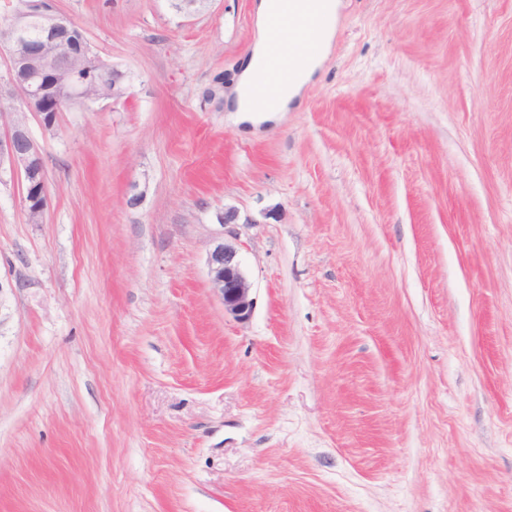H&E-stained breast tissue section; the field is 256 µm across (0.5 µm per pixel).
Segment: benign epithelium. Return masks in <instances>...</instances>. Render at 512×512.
Here are the masks:
<instances>
[{
    "mask_svg": "<svg viewBox=\"0 0 512 512\" xmlns=\"http://www.w3.org/2000/svg\"><path fill=\"white\" fill-rule=\"evenodd\" d=\"M212 0H168L170 9L182 17H194L208 10ZM10 14L0 19V46L8 52V77L0 82V104H11L16 111L36 117L46 131L55 127L61 112L60 99L92 103L84 96L85 78L75 71L56 68L55 47L66 41L69 19L50 12L42 0H31L28 8L18 13L6 2ZM35 20L48 23L47 35L34 40L29 26ZM127 74L112 65V98L126 94ZM9 164L12 171L24 176L27 191L23 202L31 220L42 217L47 207V191L43 178V162L36 143L24 123H14L9 133L0 136V166ZM208 279L211 290L224 306V319L245 324L255 309L252 284L245 276L236 248L225 242L209 253Z\"/></svg>",
    "mask_w": 512,
    "mask_h": 512,
    "instance_id": "7a95c632",
    "label": "benign epithelium"
}]
</instances>
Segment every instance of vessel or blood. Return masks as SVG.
Returning <instances> with one entry per match:
<instances>
[{
  "mask_svg": "<svg viewBox=\"0 0 512 512\" xmlns=\"http://www.w3.org/2000/svg\"><path fill=\"white\" fill-rule=\"evenodd\" d=\"M327 12L315 9L300 10L289 15H272L269 19V49L257 66L254 84L250 90L252 100L261 106L274 105L291 72L298 67L302 56L289 52L281 39L285 27L317 32L327 23Z\"/></svg>",
  "mask_w": 512,
  "mask_h": 512,
  "instance_id": "b4317fda",
  "label": "vessel or blood"
}]
</instances>
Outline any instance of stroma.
<instances>
[{
	"label": "stroma",
	"mask_w": 512,
	"mask_h": 512,
	"mask_svg": "<svg viewBox=\"0 0 512 512\" xmlns=\"http://www.w3.org/2000/svg\"><path fill=\"white\" fill-rule=\"evenodd\" d=\"M341 2L239 113L256 0H49L129 86L0 169V512H512V0ZM8 162L12 172L20 173L27 183L23 202L31 220L42 217L47 207L43 162L36 143L28 134L26 123H14L9 133L0 136V169ZM207 266L209 284L224 306L225 320L237 324L249 322L256 302L236 248L225 242L218 243L209 253Z\"/></svg>",
	"instance_id": "obj_1"
}]
</instances>
